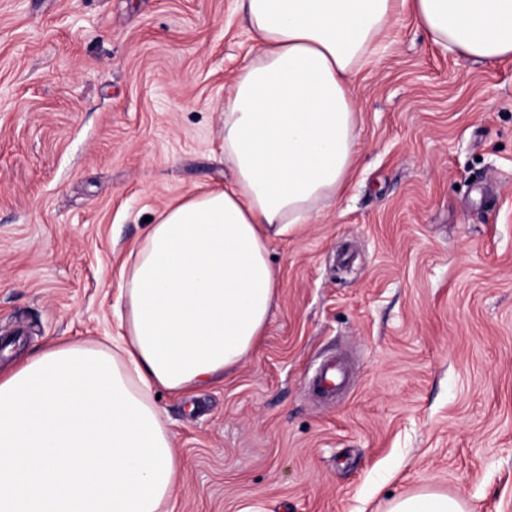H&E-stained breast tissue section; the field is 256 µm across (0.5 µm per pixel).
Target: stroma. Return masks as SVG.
Instances as JSON below:
<instances>
[{
	"instance_id": "1",
	"label": "stroma",
	"mask_w": 512,
	"mask_h": 512,
	"mask_svg": "<svg viewBox=\"0 0 512 512\" xmlns=\"http://www.w3.org/2000/svg\"><path fill=\"white\" fill-rule=\"evenodd\" d=\"M253 42L236 0H0V339L115 326L145 217L229 179L217 106ZM358 146L275 238L279 299L223 383L157 401L171 512H388L424 488L512 512V58L399 14L353 79ZM347 373L327 400L312 381Z\"/></svg>"
}]
</instances>
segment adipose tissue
I'll return each instance as SVG.
<instances>
[{
  "instance_id": "obj_1",
  "label": "adipose tissue",
  "mask_w": 512,
  "mask_h": 512,
  "mask_svg": "<svg viewBox=\"0 0 512 512\" xmlns=\"http://www.w3.org/2000/svg\"><path fill=\"white\" fill-rule=\"evenodd\" d=\"M256 52L234 77L217 133L234 172L167 202L125 259L118 329L58 343L113 356L123 384L154 394L223 382L263 335L278 301L271 236L318 218L357 152L354 73L411 12L446 51L512 57V0H239ZM388 512H469L422 490Z\"/></svg>"
}]
</instances>
